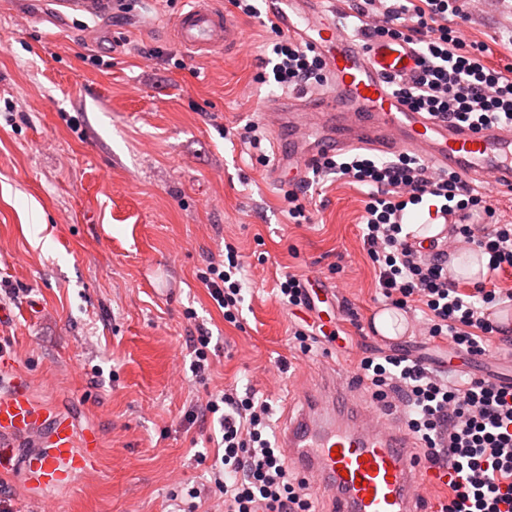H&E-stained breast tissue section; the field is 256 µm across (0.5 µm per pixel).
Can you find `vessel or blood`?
<instances>
[{
	"mask_svg": "<svg viewBox=\"0 0 512 512\" xmlns=\"http://www.w3.org/2000/svg\"><path fill=\"white\" fill-rule=\"evenodd\" d=\"M282 33L301 39L323 57L332 79L325 96L274 103L281 123L306 125L309 133L286 152H277L268 180L282 173L301 183L323 152L368 150L382 155L412 153L434 170L457 171L496 192H512V128L479 131L409 111L391 87L392 78L411 74L416 53L400 41L348 36L335 8L323 0H266ZM171 39L195 51L231 48L242 29L211 0H192L170 29ZM360 388L348 372L321 375L302 392L301 410L279 435L289 463L331 498L330 512H427L419 493L417 441L393 410L356 400ZM35 439L26 461L25 482L39 489L67 484L88 468L94 450L70 422L37 404L20 376L0 392V447Z\"/></svg>",
	"mask_w": 512,
	"mask_h": 512,
	"instance_id": "1",
	"label": "vessel or blood"
}]
</instances>
